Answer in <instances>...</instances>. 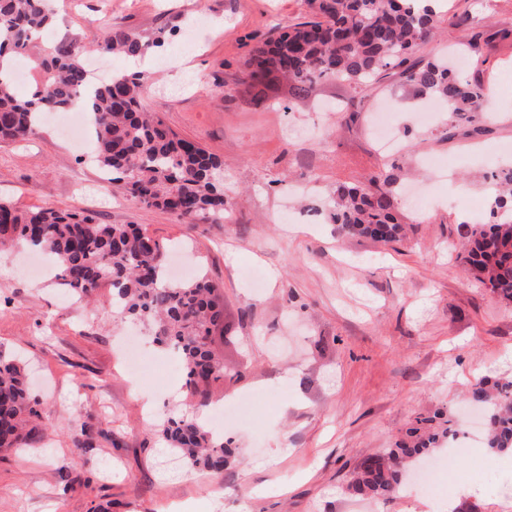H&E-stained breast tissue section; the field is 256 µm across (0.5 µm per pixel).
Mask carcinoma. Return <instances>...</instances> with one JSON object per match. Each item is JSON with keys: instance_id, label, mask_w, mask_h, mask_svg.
<instances>
[{"instance_id": "obj_1", "label": "carcinoma", "mask_w": 512, "mask_h": 512, "mask_svg": "<svg viewBox=\"0 0 512 512\" xmlns=\"http://www.w3.org/2000/svg\"><path fill=\"white\" fill-rule=\"evenodd\" d=\"M51 0H0V139H21L41 123L48 110L74 108L85 101L93 117L96 162L110 186L148 206H161L182 217L208 212L224 218V162L200 144L178 139L143 99V75L118 72L106 82L92 81L82 51L50 46L35 60L43 71L42 86L28 97L17 95L7 51L18 53L51 23ZM431 0H312L316 16L257 46L246 62V77L259 82L270 73L306 92L324 81L349 84L360 94L367 83L393 68L418 92L429 95L448 112L450 125L482 117L488 89L439 61L422 65L410 57L431 40L441 17ZM148 44L141 37L105 30L99 50L141 57ZM496 195L491 214L497 224H460L458 254L462 265L494 295L512 303V166L491 174ZM395 178L387 175L374 188L338 185L327 202L330 219L350 237L385 245L401 240L403 225L391 204ZM132 224H100L80 211L45 208L23 214L0 200V252L16 243L49 254L57 283L85 299L104 283L112 285V308L119 316L148 322L156 342L178 351L186 372V399L192 410L165 422L159 435L170 452L213 474L230 465L234 449L215 437L201 416L214 388L226 378L224 364L210 342L224 323V297L205 277L188 281L165 278L166 246ZM469 398L486 412L488 448L512 451V381L480 380ZM15 363L0 361V448H19L34 436L29 426L39 416ZM420 418L409 429L411 443L370 455L351 474L349 489L358 496L388 499L398 490L408 459L437 446L454 434Z\"/></svg>"}]
</instances>
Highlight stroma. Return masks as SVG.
<instances>
[{
	"label": "stroma",
	"instance_id": "1",
	"mask_svg": "<svg viewBox=\"0 0 512 512\" xmlns=\"http://www.w3.org/2000/svg\"><path fill=\"white\" fill-rule=\"evenodd\" d=\"M55 24L16 57L15 90L28 96L44 47H95L104 29L162 44L143 58L105 54L113 71H140L146 108L179 138L224 161V221H186L109 189L91 155L50 125L0 142V198L18 210H90L104 224H136L172 247L168 264L206 274L224 292V324L211 343L229 374L214 407L235 460L219 475L173 463L159 425L185 401V370L150 329L112 314V290L72 304L56 279L33 277L29 252L0 255V360L23 359L38 397L40 434L0 450V512H433L415 475L388 499L348 489L368 455L406 440L417 418H459L476 379L512 380V303L456 259L461 223L491 221L487 172L512 164V0H442L434 39L416 56L475 57L465 76L493 91L491 120L449 129L424 120L431 104L398 74L351 88L315 85L299 95L274 78L256 96L245 61L259 40L312 15L310 0H53ZM469 12L468 24H448ZM389 104L396 153H379L370 122ZM394 175L428 190L421 217L394 192L406 226L398 244L344 237L324 209L336 186ZM95 191L86 205L83 189ZM146 358L142 383L125 372L119 343ZM438 480L448 495L483 489L481 512H512V463L485 440L440 443Z\"/></svg>",
	"mask_w": 512,
	"mask_h": 512
}]
</instances>
